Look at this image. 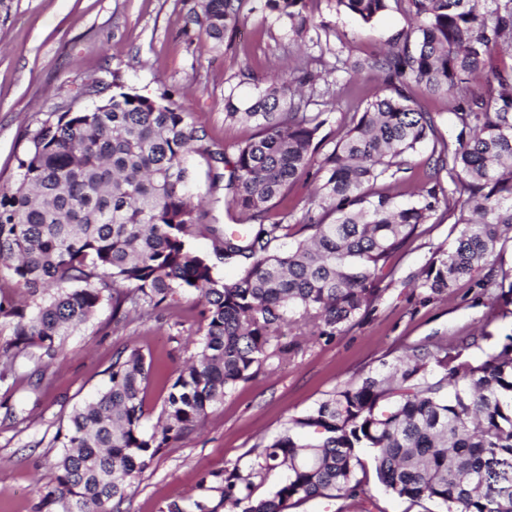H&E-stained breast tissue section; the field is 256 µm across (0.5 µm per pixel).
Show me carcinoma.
I'll use <instances>...</instances> for the list:
<instances>
[{
  "mask_svg": "<svg viewBox=\"0 0 512 512\" xmlns=\"http://www.w3.org/2000/svg\"><path fill=\"white\" fill-rule=\"evenodd\" d=\"M416 23L405 41L351 62L384 76L382 93L354 116L340 139L322 133L321 112H308L316 75L254 83L224 96V121L253 122L258 134L233 157L228 205L248 223L226 228L216 256L238 267L224 283L216 264L191 245L198 216L191 203L187 155L202 141L189 113L113 82L117 92L91 109L46 121L18 159L15 186L0 190V275L33 298L25 312L0 296V318L13 340L0 348V381L36 346L52 355L64 336L85 325L104 303L155 310L196 293L199 346L177 372L153 430L143 427L151 366L138 349L119 352L108 385L78 408L56 435L62 454L57 486L47 499H68L71 512H105L121 503L131 479L148 469L169 441L201 425L214 404L250 377L273 338L295 322L334 334L380 295L389 260L404 250L440 204H449L439 175L461 195L455 244L433 252L421 287L444 294L487 265L512 232V70L496 72L490 101L466 83L490 50L512 54V0H404ZM303 0H264L299 35L309 20ZM242 0H194L185 29L198 28L210 48L241 21ZM389 0H336V8L368 24ZM416 84L442 95L468 131L451 144L407 93ZM433 140L428 180L435 185L401 205L377 187L411 165ZM302 175L319 181L298 239L275 204ZM294 239L288 250L272 245ZM463 341L436 356L412 355L387 373L373 372L335 392L267 446L262 468L285 467L286 481L254 499L247 478L224 477L231 512H284L288 501L366 496L355 476L360 450L373 452L378 481L414 503L448 512H512V342L476 360Z\"/></svg>",
  "mask_w": 512,
  "mask_h": 512,
  "instance_id": "carcinoma-1",
  "label": "carcinoma"
}]
</instances>
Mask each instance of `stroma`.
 I'll return each mask as SVG.
<instances>
[{
  "instance_id": "obj_1",
  "label": "stroma",
  "mask_w": 512,
  "mask_h": 512,
  "mask_svg": "<svg viewBox=\"0 0 512 512\" xmlns=\"http://www.w3.org/2000/svg\"><path fill=\"white\" fill-rule=\"evenodd\" d=\"M192 5L193 0H0V190L14 185L30 136L58 113L93 107L118 83L154 99L168 93L204 136L202 151L188 157L195 175L192 201L199 209L192 245L213 255L218 229L242 221L224 198V165L216 156H233L257 133L255 125L225 122L229 89L244 74L265 82L295 59L311 58L321 78L309 109L326 113L327 130L342 136L378 90L375 76L351 71L346 57L377 53L413 27L403 0H392L369 24L337 12L335 0H304L303 13L316 27L298 39L260 0H245L238 30L225 36L223 49L210 51L201 46L198 31L184 29ZM410 94L418 108L433 114L437 137L456 142L462 126L447 99L417 86ZM456 217V209L439 208L427 232L392 257L393 276L382 283L379 298L335 335L318 336L301 324L282 328L267 357L210 409L202 427L160 449L120 512H167L173 501H199L209 512H227L222 477L234 470L249 476L253 497H267L286 473L255 466L291 418L413 351L467 340L471 356L480 359L507 343L512 293L475 279L443 295L420 285L436 247L453 246ZM197 312L191 294L169 309L133 310L118 318L107 303L64 338L44 376L36 374L38 354L18 359L15 374L0 382V512H66L64 501L43 503L56 486L61 448L55 436L66 430L75 406L107 385L118 352L137 348L151 360L143 424L156 425L168 378L197 348ZM361 460L357 476L367 500H292L286 512H447L444 504H416L386 491L371 451H363Z\"/></svg>"
}]
</instances>
